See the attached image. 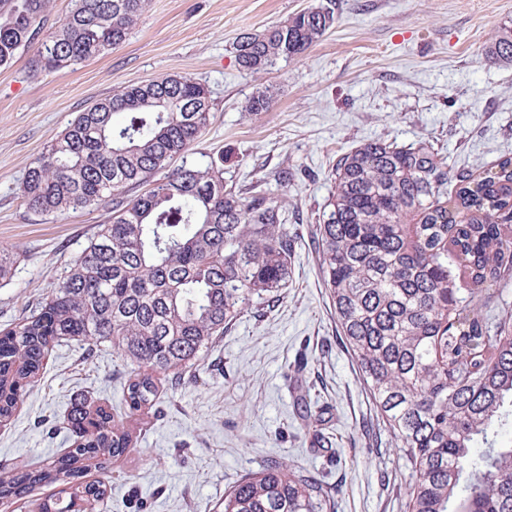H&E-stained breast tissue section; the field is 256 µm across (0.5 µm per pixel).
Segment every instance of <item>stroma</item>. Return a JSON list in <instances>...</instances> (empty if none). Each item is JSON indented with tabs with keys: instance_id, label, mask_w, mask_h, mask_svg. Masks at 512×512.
Listing matches in <instances>:
<instances>
[{
	"instance_id": "35a3bbf8",
	"label": "stroma",
	"mask_w": 512,
	"mask_h": 512,
	"mask_svg": "<svg viewBox=\"0 0 512 512\" xmlns=\"http://www.w3.org/2000/svg\"><path fill=\"white\" fill-rule=\"evenodd\" d=\"M324 0H149L126 41L75 68L31 76L32 50L0 67V330L61 284L107 204L59 218L29 208L24 174L94 99L182 75L211 96L210 124L174 166L222 159L224 183L265 185L287 204L291 272L279 302L249 310L193 366L163 374L152 406L130 412L132 368L110 343L63 341L7 425L0 474L61 457L79 398L111 410L133 439L112 461L109 512H220L225 491L268 463L322 482L332 512H405L411 472L382 426L339 324L313 246L339 156L371 139L430 141L449 170L512 156V64L487 52L512 27V0H335L332 29L303 54L248 75L233 44ZM269 90L268 111L244 110ZM293 172L288 186L275 176ZM325 437L316 444L315 433Z\"/></svg>"
}]
</instances>
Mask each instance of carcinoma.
Masks as SVG:
<instances>
[{
    "label": "carcinoma",
    "instance_id": "cac0c4a2",
    "mask_svg": "<svg viewBox=\"0 0 512 512\" xmlns=\"http://www.w3.org/2000/svg\"><path fill=\"white\" fill-rule=\"evenodd\" d=\"M47 26L50 0H0V66L36 38L32 76L73 68L124 43L148 0H72ZM320 5L235 46L241 69L265 71L303 53L335 23ZM488 57L512 62V30ZM270 96L245 104L258 115ZM207 88L188 76L124 86L78 113L28 168L21 192L42 215L112 203V217L35 313L0 330V423L43 370L52 343L109 342L134 366L126 403L158 398L157 374L189 367L254 301L288 283L292 236L282 202L224 186V168L180 166L210 121ZM454 190H448V183ZM147 183L132 198L125 193ZM340 337L383 425L411 465L406 512H512V314L481 312L512 281V156L474 179L451 176L429 142L372 139L336 162L314 231ZM72 448L46 467L0 477V505L60 485L37 512H98L104 470L131 444L105 407L68 413ZM319 481L275 462L224 493V512H324Z\"/></svg>",
    "mask_w": 512,
    "mask_h": 512
}]
</instances>
